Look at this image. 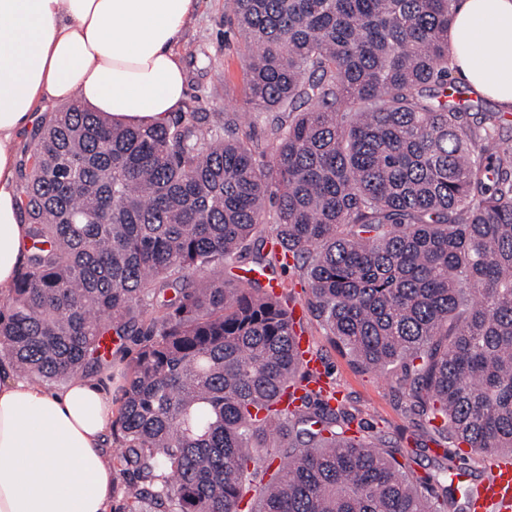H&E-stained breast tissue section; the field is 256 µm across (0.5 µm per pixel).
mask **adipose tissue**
I'll return each mask as SVG.
<instances>
[{"label": "adipose tissue", "instance_id": "obj_1", "mask_svg": "<svg viewBox=\"0 0 512 512\" xmlns=\"http://www.w3.org/2000/svg\"><path fill=\"white\" fill-rule=\"evenodd\" d=\"M194 4L0 0V294L27 253L18 136L44 103L75 98L111 119L170 120L186 85L173 46ZM448 49L456 81L512 112V0H457ZM112 406L93 378L60 390L1 381L0 512H111Z\"/></svg>", "mask_w": 512, "mask_h": 512}]
</instances>
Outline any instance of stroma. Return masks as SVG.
<instances>
[{"instance_id": "35a3bbf8", "label": "stroma", "mask_w": 512, "mask_h": 512, "mask_svg": "<svg viewBox=\"0 0 512 512\" xmlns=\"http://www.w3.org/2000/svg\"><path fill=\"white\" fill-rule=\"evenodd\" d=\"M242 39L227 25L224 0H197L192 21L181 32L175 49L187 76V92L180 117L193 112L208 113L220 121L225 110L245 108V68ZM268 279L275 281L276 295L288 307L301 312L299 326L310 337L322 366V377L330 391L353 415L364 437H385L404 455L417 478H425L441 461L451 444L435 438L429 424L409 408L398 375L371 371L358 365L323 326L310 308L307 282L294 266L272 263ZM137 347L133 341L117 342L111 353L90 370L91 378L120 398L126 375Z\"/></svg>"}]
</instances>
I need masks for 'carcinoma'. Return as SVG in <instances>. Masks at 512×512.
Returning a JSON list of instances; mask_svg holds the SVG:
<instances>
[{"instance_id":"cac0c4a2","label":"carcinoma","mask_w":512,"mask_h":512,"mask_svg":"<svg viewBox=\"0 0 512 512\" xmlns=\"http://www.w3.org/2000/svg\"><path fill=\"white\" fill-rule=\"evenodd\" d=\"M455 0H224L244 38L237 113L45 116L20 209L30 249L0 316V355L39 384L139 349L115 435L123 512H449L468 451L512 455V146L501 116L448 92ZM276 207L311 305L366 368L399 364L413 404L457 451L412 477L384 442L304 388L288 310L254 278L196 284L246 250ZM284 460L249 453L269 433Z\"/></svg>"}]
</instances>
